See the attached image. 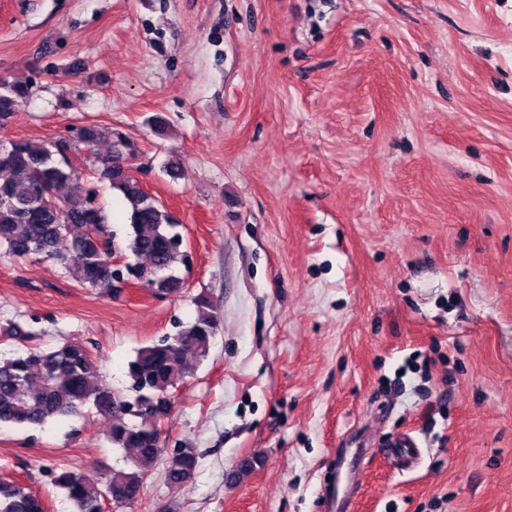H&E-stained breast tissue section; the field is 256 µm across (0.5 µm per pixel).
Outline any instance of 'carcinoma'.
I'll list each match as a JSON object with an SVG mask.
<instances>
[{"instance_id":"1","label":"carcinoma","mask_w":512,"mask_h":512,"mask_svg":"<svg viewBox=\"0 0 512 512\" xmlns=\"http://www.w3.org/2000/svg\"><path fill=\"white\" fill-rule=\"evenodd\" d=\"M31 93L27 83L0 80L1 129ZM104 139L114 141L113 151L91 159L82 156V148ZM63 143V138L13 142L0 160V249L18 258L40 255L63 266L81 285L110 295L115 291L111 265L115 234L107 213L82 184L78 165L58 155ZM125 145L122 135L96 126L87 137L72 141L69 149L76 158L91 162L98 177L126 201L125 249L139 261L121 267L120 276L146 275L148 290L161 296L177 294L184 281L173 270L186 264L187 258L182 236L168 209L130 175L123 162ZM217 324L209 300L198 298L192 322L137 351L128 365L129 385L123 392L102 383L96 362L79 342L29 348L21 354L0 352V423L41 426L79 414L87 406L109 417L108 436L128 454L127 464L112 471L101 489L87 485L75 472L55 475L52 484L65 492L74 512H102L104 498L112 494L124 507L134 504L145 471L162 456L166 480L184 486L198 466L197 450L175 448L163 454L155 418L168 416L173 403L166 396L192 374L196 362L208 356ZM0 334L19 344L34 336L15 322L0 328ZM137 408L150 410L152 418L128 420V411ZM0 512H45V504L23 483L0 477Z\"/></svg>"}]
</instances>
